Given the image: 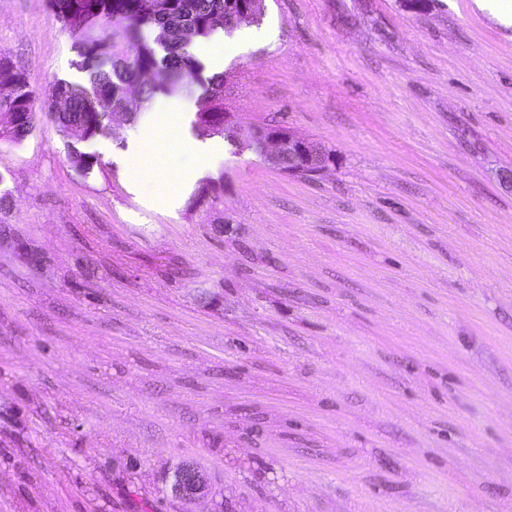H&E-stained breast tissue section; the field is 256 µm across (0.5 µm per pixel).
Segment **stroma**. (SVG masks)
<instances>
[{"mask_svg":"<svg viewBox=\"0 0 512 512\" xmlns=\"http://www.w3.org/2000/svg\"><path fill=\"white\" fill-rule=\"evenodd\" d=\"M511 13L265 0L224 109L333 164L224 133L172 208L120 156L154 113L74 143L43 114L74 36L0 0L39 115L0 142V512H512ZM262 147L266 159L278 169L282 161L288 158V164L282 170L287 174L318 177L332 162L322 145L297 136L290 129H267ZM172 494L183 500H195L205 495L206 480L199 468L190 461L179 463L174 470Z\"/></svg>","mask_w":512,"mask_h":512,"instance_id":"stroma-1","label":"stroma"}]
</instances>
